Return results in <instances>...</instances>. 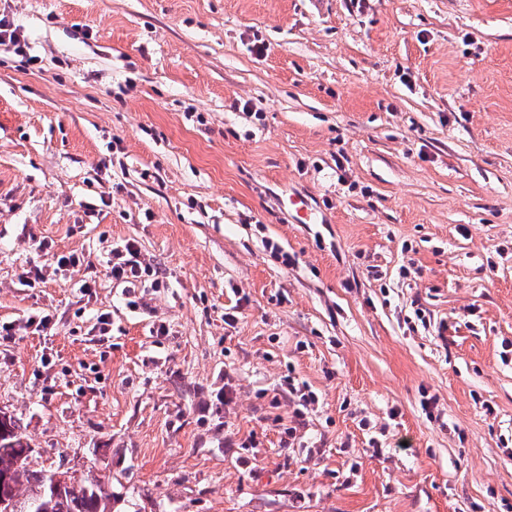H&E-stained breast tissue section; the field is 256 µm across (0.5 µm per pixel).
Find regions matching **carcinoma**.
Segmentation results:
<instances>
[{"instance_id": "carcinoma-1", "label": "carcinoma", "mask_w": 512, "mask_h": 512, "mask_svg": "<svg viewBox=\"0 0 512 512\" xmlns=\"http://www.w3.org/2000/svg\"><path fill=\"white\" fill-rule=\"evenodd\" d=\"M26 442L16 420L0 433V474L10 475L7 497L14 501L17 512H106L103 488L95 481L75 482L62 494H50L53 469L30 470L18 463V449Z\"/></svg>"}]
</instances>
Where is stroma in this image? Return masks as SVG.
I'll use <instances>...</instances> for the list:
<instances>
[{"instance_id":"stroma-1","label":"stroma","mask_w":512,"mask_h":512,"mask_svg":"<svg viewBox=\"0 0 512 512\" xmlns=\"http://www.w3.org/2000/svg\"><path fill=\"white\" fill-rule=\"evenodd\" d=\"M0 13V322L53 317L0 339L31 468L110 512H512V0ZM126 239L166 277L135 309ZM20 33L4 13L0 15V49L6 52L20 51ZM106 265L113 281L130 284L126 288H135L137 282L145 285L148 280L151 288H162L166 285L165 277L159 268L151 264L144 265L136 240L126 239L122 244L113 246Z\"/></svg>"}]
</instances>
